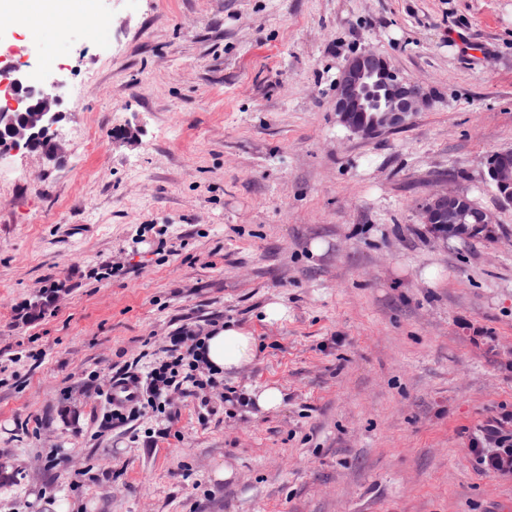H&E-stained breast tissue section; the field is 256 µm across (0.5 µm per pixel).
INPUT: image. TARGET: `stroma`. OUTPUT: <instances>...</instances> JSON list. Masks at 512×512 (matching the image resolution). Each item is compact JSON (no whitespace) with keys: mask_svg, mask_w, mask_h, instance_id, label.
I'll return each instance as SVG.
<instances>
[{"mask_svg":"<svg viewBox=\"0 0 512 512\" xmlns=\"http://www.w3.org/2000/svg\"><path fill=\"white\" fill-rule=\"evenodd\" d=\"M102 7L105 44L0 18L16 60L77 92L63 163L15 152L0 182V512H512L472 452L512 415V204L487 175L512 148V0ZM364 51L428 94L373 139L335 112ZM435 189L492 232L433 238ZM227 322L256 337L250 364L107 424L117 369ZM266 385L280 408L242 402Z\"/></svg>","mask_w":512,"mask_h":512,"instance_id":"1","label":"stroma"}]
</instances>
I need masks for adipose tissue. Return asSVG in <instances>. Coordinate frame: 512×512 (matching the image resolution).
<instances>
[{
	"label": "adipose tissue",
	"instance_id": "ef3b65f1",
	"mask_svg": "<svg viewBox=\"0 0 512 512\" xmlns=\"http://www.w3.org/2000/svg\"><path fill=\"white\" fill-rule=\"evenodd\" d=\"M199 355L211 371L222 374L252 362L256 341L251 333L229 322L203 339Z\"/></svg>",
	"mask_w": 512,
	"mask_h": 512
}]
</instances>
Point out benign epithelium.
<instances>
[{
	"instance_id": "1",
	"label": "benign epithelium",
	"mask_w": 512,
	"mask_h": 512,
	"mask_svg": "<svg viewBox=\"0 0 512 512\" xmlns=\"http://www.w3.org/2000/svg\"><path fill=\"white\" fill-rule=\"evenodd\" d=\"M0 89L11 93L10 102L0 108V140L13 151H32L53 137L60 122L62 97L54 91L29 86L27 74L20 68H0ZM426 101L424 89L398 77L383 56L363 52L352 57L337 83L335 111L338 121L352 132L373 138L385 131L402 127ZM489 176L499 187L512 183V171L488 162ZM420 223L431 233L445 231L450 236L467 238L481 229H490L493 216L477 208L462 194L435 192L419 207ZM478 459L492 463L491 471L512 476V446L487 442Z\"/></svg>"
}]
</instances>
